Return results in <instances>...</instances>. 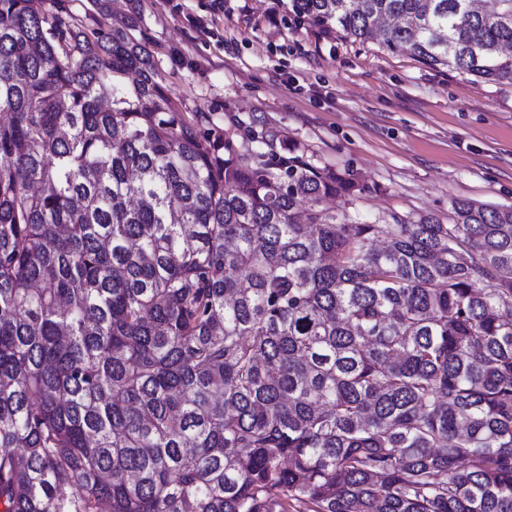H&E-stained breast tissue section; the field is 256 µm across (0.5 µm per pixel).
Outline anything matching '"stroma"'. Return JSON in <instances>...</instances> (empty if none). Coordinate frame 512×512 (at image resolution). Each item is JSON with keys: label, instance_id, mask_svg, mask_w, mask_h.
I'll list each match as a JSON object with an SVG mask.
<instances>
[{"label": "stroma", "instance_id": "obj_1", "mask_svg": "<svg viewBox=\"0 0 512 512\" xmlns=\"http://www.w3.org/2000/svg\"><path fill=\"white\" fill-rule=\"evenodd\" d=\"M160 84L190 122L236 143L272 136L364 189L324 208L370 222L447 218L452 199L512 205V86L432 69L373 38L294 25L288 0H138ZM128 0L70 9L91 28L122 26Z\"/></svg>", "mask_w": 512, "mask_h": 512}]
</instances>
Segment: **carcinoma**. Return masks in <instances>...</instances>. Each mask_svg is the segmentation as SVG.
Here are the masks:
<instances>
[{
	"mask_svg": "<svg viewBox=\"0 0 512 512\" xmlns=\"http://www.w3.org/2000/svg\"><path fill=\"white\" fill-rule=\"evenodd\" d=\"M288 10L512 85V0ZM141 25L0 0V512H512V206L329 213L359 184L243 164Z\"/></svg>",
	"mask_w": 512,
	"mask_h": 512,
	"instance_id": "carcinoma-1",
	"label": "carcinoma"
}]
</instances>
